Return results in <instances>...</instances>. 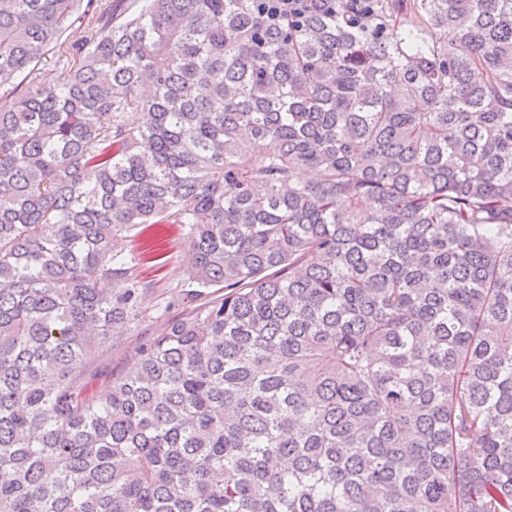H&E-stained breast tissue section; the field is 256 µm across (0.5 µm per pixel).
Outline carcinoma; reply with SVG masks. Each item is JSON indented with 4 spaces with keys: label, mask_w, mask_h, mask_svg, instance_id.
I'll use <instances>...</instances> for the list:
<instances>
[{
    "label": "carcinoma",
    "mask_w": 512,
    "mask_h": 512,
    "mask_svg": "<svg viewBox=\"0 0 512 512\" xmlns=\"http://www.w3.org/2000/svg\"><path fill=\"white\" fill-rule=\"evenodd\" d=\"M160 224L182 311L99 396ZM0 473V512H512V0H0Z\"/></svg>",
    "instance_id": "carcinoma-1"
}]
</instances>
